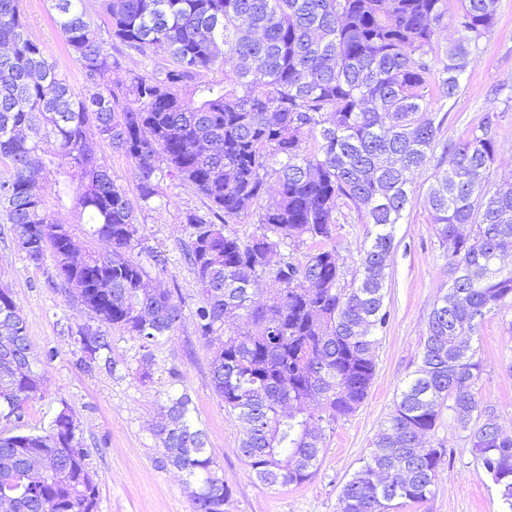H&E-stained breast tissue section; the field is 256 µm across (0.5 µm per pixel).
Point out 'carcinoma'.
Here are the masks:
<instances>
[{
    "mask_svg": "<svg viewBox=\"0 0 512 512\" xmlns=\"http://www.w3.org/2000/svg\"><path fill=\"white\" fill-rule=\"evenodd\" d=\"M53 21L83 77L76 88L25 31L21 0H0V210L18 249L51 258L55 288L77 287L90 322L67 326L80 364L111 373L108 329L138 342L136 374L152 378L154 347L183 318L162 275L172 263L146 246L125 189L90 140L131 164L141 207L194 188L207 210H187L183 261L198 286L197 333L212 346L210 381L229 418L243 424L238 452L261 485H301L317 469L326 431L353 414L375 375L377 332L389 320L386 278L413 194V174L440 145L433 99L459 95L499 0H461L465 36L445 50L434 34L447 0H104L106 21L85 0H53ZM144 71L112 82L116 44ZM235 61L226 82L224 64ZM217 77L202 82V72ZM494 119L442 148L427 201L448 258L420 363L402 387L369 457L339 494L338 512H395L426 503L446 449L425 446L443 410L470 430L472 452L512 509V437L480 407L482 364L472 339L512 303V182L492 179L500 150ZM275 198L262 203L269 177ZM53 179L72 196L81 228L60 224L36 186ZM373 226L358 251L361 276L342 282L338 201ZM256 216L241 237L230 224ZM108 241L107 253L95 240ZM313 250L300 260L305 242ZM146 252L148 264L133 256ZM276 284L263 302L255 285ZM246 321L247 329L229 326ZM45 372L30 355L12 291L0 288V508L97 512L79 423L64 407L41 425L26 419ZM195 403L176 382L153 428L157 462L186 476L191 512H228L232 489L206 448ZM475 427H470V424Z\"/></svg>",
    "mask_w": 512,
    "mask_h": 512,
    "instance_id": "1",
    "label": "carcinoma"
}]
</instances>
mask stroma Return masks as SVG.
Here are the masks:
<instances>
[{
  "mask_svg": "<svg viewBox=\"0 0 512 512\" xmlns=\"http://www.w3.org/2000/svg\"><path fill=\"white\" fill-rule=\"evenodd\" d=\"M22 12L28 35L72 85H81V73L52 23V0H22ZM443 108L447 118L440 139L448 143L466 138L485 116H494L500 145L494 176L512 181V0H500L498 22L480 39L477 60L463 77L461 93ZM437 167L433 160L415 174L414 194L396 227L385 289L390 318L378 334L368 396L355 413L328 431L317 472L300 486L278 490L256 482L238 454L241 428L212 389V348L197 334L190 316L196 284L191 269L179 259L186 236L178 215L186 209L205 210L203 196L182 187L174 191L169 206L138 213L151 240L162 243L175 258L164 281L182 297L186 310L171 340L156 349L153 378L144 384L135 374L137 342L117 331L111 334L112 356L118 363L114 373L79 366L81 352L63 330L87 322V311L54 288L52 261L36 265L25 258L0 218V287L13 293L34 357L43 360L47 350L56 352L46 362L44 396L29 405V421L38 423L65 404L73 410L99 486L98 512H189L185 477L159 467L152 435L159 395L173 380L189 390L195 420L233 490L230 512H337L342 485L368 458L398 393L420 362L431 304L448 285L446 258L426 202ZM473 345L482 362L473 391L494 410L502 431L512 436V304L491 312ZM431 441L447 450L434 492L424 505L407 503L398 512H501L494 486L473 457L467 432L451 414L441 415Z\"/></svg>",
  "mask_w": 512,
  "mask_h": 512,
  "instance_id": "35a3bbf8",
  "label": "stroma"
}]
</instances>
